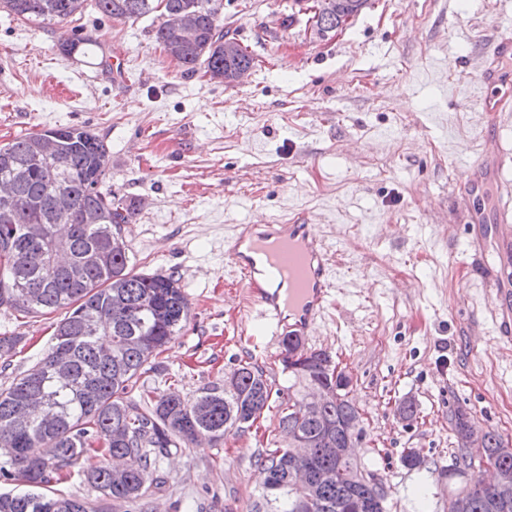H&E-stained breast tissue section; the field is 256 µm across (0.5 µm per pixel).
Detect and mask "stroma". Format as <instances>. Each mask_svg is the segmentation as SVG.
Here are the masks:
<instances>
[{
	"label": "stroma",
	"mask_w": 512,
	"mask_h": 512,
	"mask_svg": "<svg viewBox=\"0 0 512 512\" xmlns=\"http://www.w3.org/2000/svg\"><path fill=\"white\" fill-rule=\"evenodd\" d=\"M156 14L74 23L101 51L65 53L58 26L0 10V145L43 129H91L109 148L105 187L134 203L123 237L137 273L179 278L186 331L141 386L191 398L250 362L273 389L302 397L282 340L244 310L247 291L224 242L241 224H310L335 287L305 339L352 379L363 417L356 457L384 484L388 512H448L456 409L512 441V347L497 336L491 290L507 270L471 241L474 211L512 192V112L485 138L480 59L512 33V0H369L321 38L293 0H224L222 24L253 56L237 85L171 62ZM501 155L493 184L463 193L481 152ZM57 315L0 307V336L19 342L0 388L45 352ZM415 407L412 418L399 413ZM277 411L223 442L160 460L166 484L138 504L102 500L83 455L65 494L99 512H253L265 499L267 447H285ZM422 464L408 468L406 449Z\"/></svg>",
	"instance_id": "stroma-1"
}]
</instances>
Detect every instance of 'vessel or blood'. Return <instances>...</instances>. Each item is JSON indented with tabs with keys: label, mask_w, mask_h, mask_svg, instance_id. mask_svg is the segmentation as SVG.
<instances>
[{
	"label": "vessel or blood",
	"mask_w": 512,
	"mask_h": 512,
	"mask_svg": "<svg viewBox=\"0 0 512 512\" xmlns=\"http://www.w3.org/2000/svg\"><path fill=\"white\" fill-rule=\"evenodd\" d=\"M512 59V36L498 39L488 52L479 77L489 85H504L512 73L501 67L503 60ZM481 109L491 119H498L512 110V95L491 94L481 102ZM470 223L481 225L478 242L488 243L487 251L493 264L500 265L512 242L503 237L500 227L512 222V209L503 207L492 215H473ZM248 288L250 299L265 317L277 326L287 327L294 336L308 335L327 302L331 282L327 257L323 248L310 236L302 224H273L262 233L243 227L226 251ZM493 303L501 318L499 332L512 341V292L505 288L495 291ZM294 312L296 321L286 324L284 311Z\"/></svg>",
	"instance_id": "b4317fda"
}]
</instances>
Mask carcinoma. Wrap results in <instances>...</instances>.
Here are the masks:
<instances>
[{"label":"carcinoma","instance_id":"cac0c4a2","mask_svg":"<svg viewBox=\"0 0 512 512\" xmlns=\"http://www.w3.org/2000/svg\"><path fill=\"white\" fill-rule=\"evenodd\" d=\"M115 21L136 20L157 11H200V41L181 45L166 22L155 39L188 71L204 66L211 78L224 82L236 65L224 59V26L219 14L223 0H0V8L26 21L65 26L86 4ZM49 134L59 138L58 163L42 158L41 144ZM108 149L89 129L61 127L29 133L0 145V181L13 182L15 196L8 214L0 212V307L25 314L58 313L61 318L46 353L23 375L0 390V477L24 483L27 490L0 493V512H96L94 504L65 495L52 484L71 477L79 457L96 450L108 457L130 460L117 476L103 466L86 477L105 499L135 501L148 486H161L160 456L199 438L214 443L254 422L269 407L271 387L261 368L249 363L237 368L230 386L214 384L186 399L174 390L129 394L138 378L158 369L155 360L182 335L191 318L188 296L174 276L134 273L128 248L118 245L122 225L132 223L134 206L104 190ZM65 192L72 214L57 215L50 198ZM91 210L96 222L83 224L79 215ZM28 224H42V240L26 236ZM68 353L70 378L60 381L51 366L59 352ZM308 369L293 371L298 384L328 387L331 357L312 351ZM41 392L53 411L46 422L35 416L25 424L14 420L28 394ZM357 407L344 392L321 409L307 413L295 401L280 411L279 425L310 436L320 452L308 466L321 471L323 487L314 512H356L332 448L336 424ZM509 442L491 430L485 445L495 459V472L512 475ZM268 481L279 485L276 512H296L298 498L287 471L303 465L291 449H268L263 456ZM512 512L496 505L495 488L471 479L448 505V512Z\"/></svg>","mask_w":512,"mask_h":512}]
</instances>
